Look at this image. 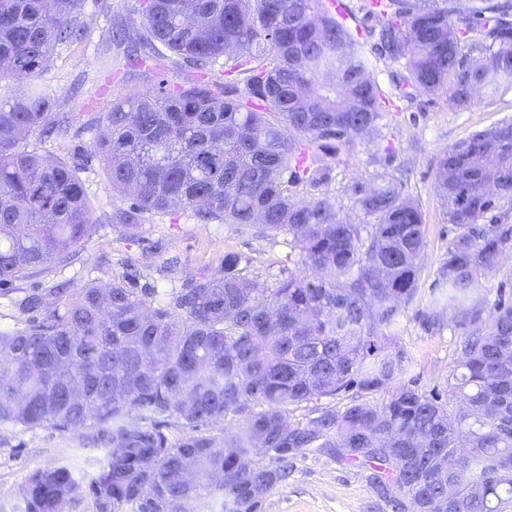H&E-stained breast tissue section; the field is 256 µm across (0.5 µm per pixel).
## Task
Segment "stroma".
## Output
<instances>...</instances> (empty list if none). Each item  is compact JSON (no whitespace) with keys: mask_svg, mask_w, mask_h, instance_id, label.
Wrapping results in <instances>:
<instances>
[{"mask_svg":"<svg viewBox=\"0 0 512 512\" xmlns=\"http://www.w3.org/2000/svg\"><path fill=\"white\" fill-rule=\"evenodd\" d=\"M142 0H85L82 19L86 39L58 53L38 81L54 92L61 112L74 127L97 119L113 100L146 91L165 81L192 80L189 69L169 58L140 67L127 63L126 48L110 41L112 27H138ZM512 119V85L489 90L469 106L457 105L443 95H421L383 112L379 129L394 150L390 171L405 184V191L422 208L425 223V258L416 300L398 321L382 329L385 345L415 358L413 377L420 391L445 388L458 356L462 330L448 312L439 311L432 288L452 236L434 191L437 157L441 150L492 124ZM43 151L75 160L84 188L93 204L96 231L78 257L63 267L37 271L23 280V288H48L56 283L70 289L92 281L109 282L113 270L128 262L156 287H166L163 271L174 267L178 277L218 272L225 252L250 258L260 280L273 282L288 261L285 237L261 239L253 232H237L226 224H202L189 207L146 214L139 242H131L106 217L123 198L113 193L102 164L93 152L90 135L67 140L45 139ZM65 464L75 475L94 471L96 456L77 442L58 437L51 429L34 432L0 430V512H9L18 488L35 470ZM294 473L287 485L273 490L266 512H389L367 482L368 469L339 458L308 453L293 459Z\"/></svg>","mask_w":512,"mask_h":512,"instance_id":"1","label":"stroma"}]
</instances>
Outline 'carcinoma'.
Listing matches in <instances>:
<instances>
[{
  "mask_svg": "<svg viewBox=\"0 0 512 512\" xmlns=\"http://www.w3.org/2000/svg\"><path fill=\"white\" fill-rule=\"evenodd\" d=\"M140 27L112 30L137 59L201 79L130 94L96 123L110 220L132 241L143 215L192 206L203 224L288 236L270 287L249 260L159 295L127 274L71 294L31 293L0 332V427L51 428L101 453L90 475L32 472L13 512H264L290 459L322 452L370 469L391 512H512V295L484 280L512 258V121L443 149L435 191L454 237L438 280L464 327L448 386L421 392L413 358L375 339L418 296L424 221L383 171L331 189L336 158L392 98L460 105L512 83V0H363L375 50L405 71L389 97L362 42L323 0H144ZM84 0H0V82L37 77L81 43ZM224 59L221 80L208 76ZM54 94L0 85V285L69 262L93 235L79 164L27 142L79 134ZM308 190L295 198L299 188ZM384 395L382 402L374 400ZM344 399L346 403L336 404ZM450 467L440 466V460Z\"/></svg>",
  "mask_w": 512,
  "mask_h": 512,
  "instance_id": "cac0c4a2",
  "label": "carcinoma"
}]
</instances>
